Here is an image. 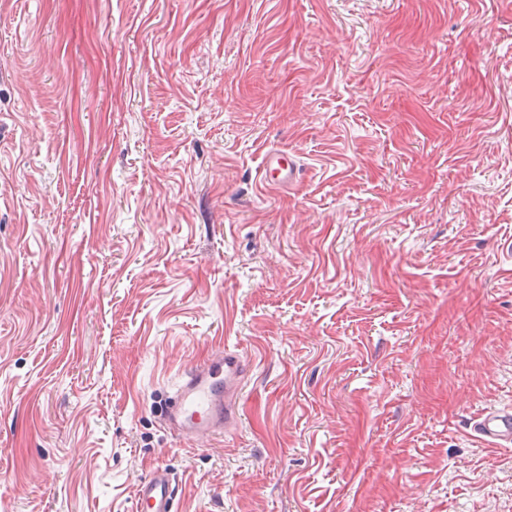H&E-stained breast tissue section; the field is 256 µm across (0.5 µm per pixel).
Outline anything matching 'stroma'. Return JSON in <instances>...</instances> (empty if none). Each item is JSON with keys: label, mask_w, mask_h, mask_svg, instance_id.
Instances as JSON below:
<instances>
[{"label": "stroma", "mask_w": 512, "mask_h": 512, "mask_svg": "<svg viewBox=\"0 0 512 512\" xmlns=\"http://www.w3.org/2000/svg\"><path fill=\"white\" fill-rule=\"evenodd\" d=\"M507 408L512 0H0V512H512ZM295 172L296 170H294V165L288 156V152L273 149L265 153L259 174L263 182L275 186L291 183ZM244 379V359L236 351L183 375L169 419L184 434L216 432L236 418L235 406ZM476 429L480 435L493 441L512 442V413L491 412L479 417ZM173 488L166 468L158 467L138 490L137 512H172Z\"/></svg>", "instance_id": "1"}]
</instances>
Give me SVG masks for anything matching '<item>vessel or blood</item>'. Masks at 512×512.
Listing matches in <instances>:
<instances>
[{"mask_svg":"<svg viewBox=\"0 0 512 512\" xmlns=\"http://www.w3.org/2000/svg\"><path fill=\"white\" fill-rule=\"evenodd\" d=\"M266 184H287L295 175L294 165L284 150L267 151L260 166ZM244 379V359L235 351L225 352L218 362L185 373L174 395L170 414L185 434L215 432L236 418L235 406ZM476 429L494 441L512 442V413L481 415ZM173 488L166 468L155 469L138 490L136 512H172Z\"/></svg>","mask_w":512,"mask_h":512,"instance_id":"vessel-or-blood-1","label":"vessel or blood"}]
</instances>
